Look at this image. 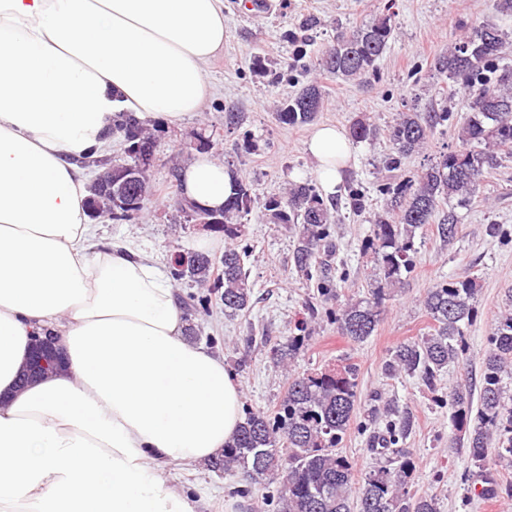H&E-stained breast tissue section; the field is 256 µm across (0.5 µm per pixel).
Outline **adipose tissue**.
<instances>
[{
  "instance_id": "obj_1",
  "label": "adipose tissue",
  "mask_w": 512,
  "mask_h": 512,
  "mask_svg": "<svg viewBox=\"0 0 512 512\" xmlns=\"http://www.w3.org/2000/svg\"><path fill=\"white\" fill-rule=\"evenodd\" d=\"M224 47V0H0V512H195L159 472L222 453L242 421L223 358L184 337L176 293L130 246L98 248L83 162L132 112L201 111ZM306 150L326 189L340 130ZM232 189L199 156L181 191L218 210ZM63 364L19 386L33 339Z\"/></svg>"
}]
</instances>
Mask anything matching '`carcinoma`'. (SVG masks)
Listing matches in <instances>:
<instances>
[{"label":"carcinoma","mask_w":512,"mask_h":512,"mask_svg":"<svg viewBox=\"0 0 512 512\" xmlns=\"http://www.w3.org/2000/svg\"><path fill=\"white\" fill-rule=\"evenodd\" d=\"M395 14L391 6L350 36L337 38L315 63V69L333 77L359 84L378 77V63L394 38ZM316 27L313 18L299 25L302 35L295 39L294 60L306 57L307 33ZM503 37L497 24L482 21L473 31L440 55L435 75L443 83H459L467 94V113L458 131L462 145L446 147L427 160L411 176L400 180L389 176L377 185L384 197V211L375 217L365 249L371 255L373 279L363 297L350 299L324 317L337 331L354 343L373 335L381 306L404 284L415 268V232L434 224L439 238L452 242L464 220L461 210L472 206L480 189L499 166L500 155L512 154V69L499 65ZM324 98L316 82L303 85L277 113L279 122L291 126L313 121ZM453 122L444 109L402 112L388 130L392 157L388 169L400 168L402 160L424 149L441 127ZM375 127L365 119L353 122L348 137L358 143L371 139ZM122 137L126 163L137 165L147 149H157V140L133 113L123 112L115 124ZM129 173L112 161L91 180L89 213L106 216L114 224L132 222L150 197V177L142 176L140 196L129 206L122 199ZM234 192L224 209L208 210L178 198L175 210L192 224L206 221L224 233V255L215 260L193 253L188 264L170 263L171 276L205 285L212 283L217 295L192 297L204 310L216 297L224 314L235 316L251 306L252 285L244 269L246 224L251 212L252 187L233 176ZM366 193L348 187L346 205L353 213L366 209ZM266 212L275 224H284L293 234L295 269L307 273L321 265V248L330 247V227L336 221V203L324 200L309 183L289 188L284 198L274 197ZM478 288L475 279L465 277L437 282L428 288L421 303L433 321L430 332L399 343L391 353L387 371L391 375L418 377L432 394L448 365L464 361L465 338L477 318ZM509 309L500 315L485 352L478 405H473L470 386L460 383L448 390V397H435L448 407L455 430L466 438L473 465L482 468L488 459L512 466V291L505 298ZM303 335L290 336L269 348L272 359L290 368L304 343L308 322H298ZM359 369L354 364L312 369L288 378L285 398L272 412L246 409L245 417L223 458L213 461L227 476L242 474L254 489L264 494L273 512H439L435 497L410 489L412 466L404 460L406 450L395 447L410 428V419L386 404L382 444L386 463L372 467L361 481L349 459L338 451L355 416L359 399ZM399 465L392 466L393 460Z\"/></svg>","instance_id":"obj_1"}]
</instances>
